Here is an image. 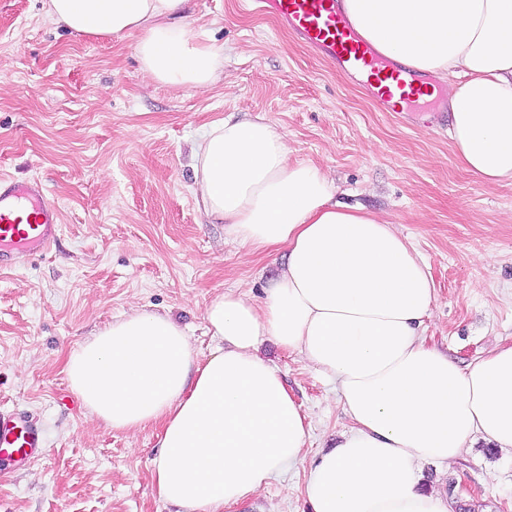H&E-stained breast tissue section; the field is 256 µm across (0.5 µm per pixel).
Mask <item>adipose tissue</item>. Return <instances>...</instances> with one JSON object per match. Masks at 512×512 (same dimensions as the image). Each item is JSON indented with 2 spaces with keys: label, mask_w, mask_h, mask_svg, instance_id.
<instances>
[{
  "label": "adipose tissue",
  "mask_w": 512,
  "mask_h": 512,
  "mask_svg": "<svg viewBox=\"0 0 512 512\" xmlns=\"http://www.w3.org/2000/svg\"><path fill=\"white\" fill-rule=\"evenodd\" d=\"M184 0H43L70 33L142 30V70L174 87L211 86L222 56L174 17ZM382 55L448 78L449 135L464 170L512 183V0H344ZM263 119L225 118L195 151L193 193L226 233L286 260L262 303L227 291L205 310L219 345L199 361L165 314L138 312L86 340L66 374L115 430L163 425L158 497L182 512H224L272 476L306 464L309 512H453L422 467L449 464L472 438L512 452V347L460 366L421 335L436 289L392 224L334 199L318 167L290 163ZM274 341L336 381L351 422L305 458L308 427L259 346Z\"/></svg>",
  "instance_id": "adipose-tissue-1"
}]
</instances>
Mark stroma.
Instances as JSON below:
<instances>
[{"label":"stroma","mask_w":512,"mask_h":512,"mask_svg":"<svg viewBox=\"0 0 512 512\" xmlns=\"http://www.w3.org/2000/svg\"><path fill=\"white\" fill-rule=\"evenodd\" d=\"M183 14L224 56L204 90L143 73L139 34L73 35L42 0H0V174L41 180L62 213L50 251L0 271V409L29 415L47 440L41 459L0 481V512H177L153 487L160 425L118 431L93 418L65 363L140 311L170 315L204 360L216 345L207 304L228 290L261 299L278 264L227 236L193 193L192 146L229 116L264 118L337 201L408 238L436 288L429 344L463 365L512 346V184L464 170L432 113L378 111L360 78L299 45L272 10L186 0ZM261 353L308 423L307 457L332 448L348 427L335 383L273 342ZM422 476L475 512H512V454L482 440ZM303 481L288 470L225 512H308Z\"/></svg>","instance_id":"obj_1"}]
</instances>
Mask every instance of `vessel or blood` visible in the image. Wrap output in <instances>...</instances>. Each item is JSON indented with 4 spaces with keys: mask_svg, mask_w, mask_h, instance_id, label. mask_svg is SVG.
<instances>
[{
    "mask_svg": "<svg viewBox=\"0 0 512 512\" xmlns=\"http://www.w3.org/2000/svg\"><path fill=\"white\" fill-rule=\"evenodd\" d=\"M278 21L311 50L349 74H369L368 89L381 110L395 108L394 89H401L406 106L418 105L421 88H407L401 76L405 69H380L383 60L349 23L343 0H274ZM45 187L37 180L18 185L0 175V267L7 265L6 246L34 244L47 249L55 242L62 215L58 207L45 203ZM46 452L43 431L37 423L17 413H0V478L10 464H27Z\"/></svg>",
    "mask_w": 512,
    "mask_h": 512,
    "instance_id": "vessel-or-blood-1",
    "label": "vessel or blood"
}]
</instances>
